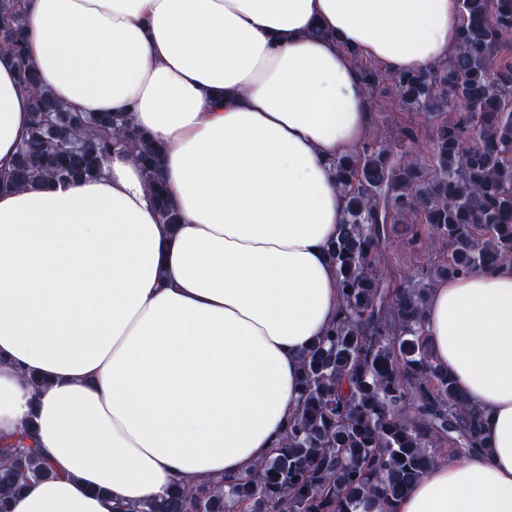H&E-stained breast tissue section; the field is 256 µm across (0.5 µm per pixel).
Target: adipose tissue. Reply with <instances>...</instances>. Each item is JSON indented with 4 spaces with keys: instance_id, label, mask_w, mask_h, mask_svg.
<instances>
[{
    "instance_id": "adipose-tissue-1",
    "label": "adipose tissue",
    "mask_w": 512,
    "mask_h": 512,
    "mask_svg": "<svg viewBox=\"0 0 512 512\" xmlns=\"http://www.w3.org/2000/svg\"><path fill=\"white\" fill-rule=\"evenodd\" d=\"M460 0H24L40 87L129 113L163 145L181 222L135 155L0 191V440L25 423L54 479L11 512H113L254 471L299 408V367L339 308L333 163L371 123L355 58L446 59ZM32 99L0 62V166ZM433 355L483 414L484 451L432 466L397 512H512V263L439 281ZM43 379L33 390L30 377Z\"/></svg>"
}]
</instances>
